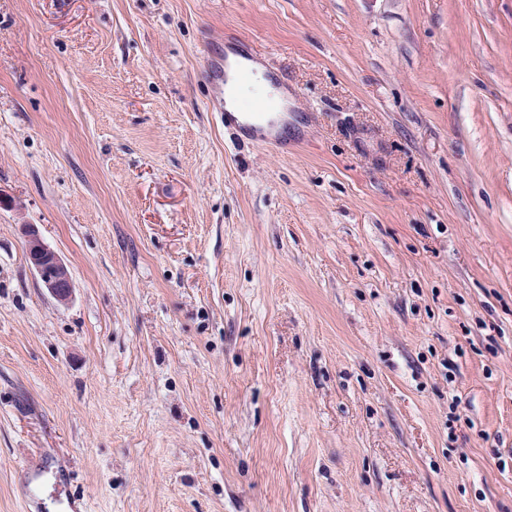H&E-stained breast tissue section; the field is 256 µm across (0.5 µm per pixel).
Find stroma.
Segmentation results:
<instances>
[{"label":"stroma","mask_w":512,"mask_h":512,"mask_svg":"<svg viewBox=\"0 0 512 512\" xmlns=\"http://www.w3.org/2000/svg\"><path fill=\"white\" fill-rule=\"evenodd\" d=\"M0 512H512V0H0ZM228 61L231 66L229 71V81H228V92L226 96V109L227 112L224 111V125L228 127H233L237 134L241 136L247 137L245 134H249L254 136L255 140L258 141H270L277 137V132L275 131V122L270 120L269 122L263 123L258 120L265 118L268 114L265 111L267 108H270L271 102L267 98H259L247 105L246 112H240L241 118L243 122H239L236 117L232 114V112H239L237 108L236 101L239 98L240 94L245 95L249 93V85L243 86L239 89L238 84L235 83L233 79V69L236 63L239 61V58L234 54L228 55ZM227 58L224 57V78L227 81V67H228ZM224 80V83H225ZM21 231L29 264L42 286L56 301L69 302L74 286L67 264L43 242L33 224L21 225Z\"/></svg>","instance_id":"stroma-1"}]
</instances>
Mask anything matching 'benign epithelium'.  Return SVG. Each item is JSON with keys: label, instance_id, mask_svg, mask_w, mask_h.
<instances>
[{"label": "benign epithelium", "instance_id": "obj_1", "mask_svg": "<svg viewBox=\"0 0 512 512\" xmlns=\"http://www.w3.org/2000/svg\"><path fill=\"white\" fill-rule=\"evenodd\" d=\"M21 231L29 264L42 286L56 301L69 302L73 281L67 264L43 242L34 225L23 224Z\"/></svg>", "mask_w": 512, "mask_h": 512}]
</instances>
